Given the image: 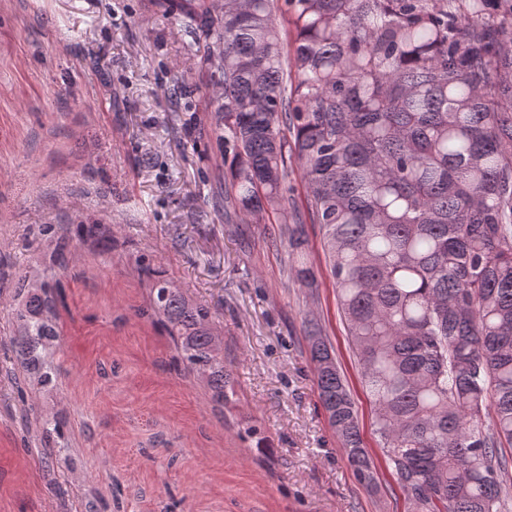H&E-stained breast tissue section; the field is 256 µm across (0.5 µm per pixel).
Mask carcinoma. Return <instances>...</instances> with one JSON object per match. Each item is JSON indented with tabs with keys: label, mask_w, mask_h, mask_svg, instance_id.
Returning a JSON list of instances; mask_svg holds the SVG:
<instances>
[{
	"label": "carcinoma",
	"mask_w": 512,
	"mask_h": 512,
	"mask_svg": "<svg viewBox=\"0 0 512 512\" xmlns=\"http://www.w3.org/2000/svg\"><path fill=\"white\" fill-rule=\"evenodd\" d=\"M493 0H179L219 94L224 214L288 226V276L315 286L323 230L372 428L411 512H512V8ZM172 90L194 92L176 73ZM299 166L305 207L288 185ZM150 309L224 406L210 313L158 268ZM12 342L38 384L63 285L18 276ZM318 397L357 480L359 412L305 317Z\"/></svg>",
	"instance_id": "1"
}]
</instances>
